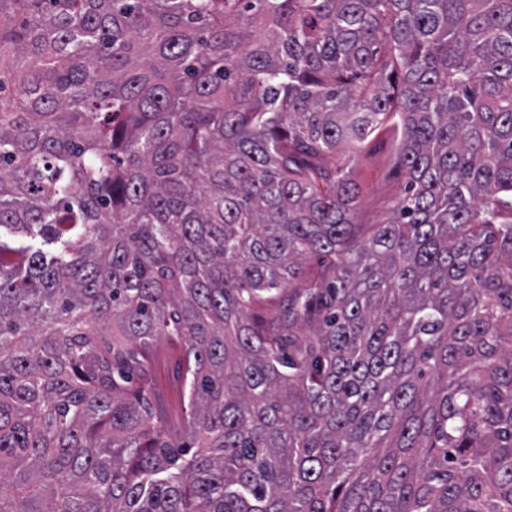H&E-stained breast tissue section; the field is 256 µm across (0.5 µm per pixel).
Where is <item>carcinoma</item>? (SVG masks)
I'll return each instance as SVG.
<instances>
[{
  "label": "carcinoma",
  "mask_w": 512,
  "mask_h": 512,
  "mask_svg": "<svg viewBox=\"0 0 512 512\" xmlns=\"http://www.w3.org/2000/svg\"><path fill=\"white\" fill-rule=\"evenodd\" d=\"M0 512H512V0H0ZM397 143L390 131L381 130L355 151L336 153V166L345 164V171L356 185L353 220L359 224L356 230L361 237H367L372 224H380L391 214L403 193L406 177L397 164ZM153 375L157 387V398H160L163 403L170 406L169 389L177 390V382L175 379H178V374L175 363L170 365L165 364L163 367H160L157 362L154 363Z\"/></svg>",
  "instance_id": "cac0c4a2"
}]
</instances>
